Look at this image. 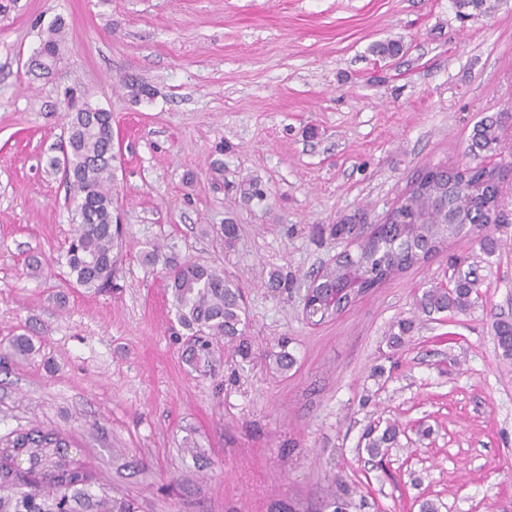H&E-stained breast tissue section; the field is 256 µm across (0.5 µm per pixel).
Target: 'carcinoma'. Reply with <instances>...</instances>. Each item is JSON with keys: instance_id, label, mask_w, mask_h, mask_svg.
<instances>
[{"instance_id": "obj_1", "label": "carcinoma", "mask_w": 512, "mask_h": 512, "mask_svg": "<svg viewBox=\"0 0 512 512\" xmlns=\"http://www.w3.org/2000/svg\"><path fill=\"white\" fill-rule=\"evenodd\" d=\"M64 42L62 25L49 32L40 53L60 55ZM68 141L62 166L73 188L75 229L59 263L68 281L93 293L112 285L122 254L121 225L114 223L117 203L114 164L108 154L112 138V113L88 103L68 107ZM504 123L499 116L476 122L465 150L470 164L462 175L446 176L437 168L426 173L431 185L419 189L412 210L398 224H383L358 243L356 254H345L321 276L319 287L334 288L350 267L369 268L375 277L364 282L369 291L391 275L429 260L428 254L445 242L465 236L479 227L497 223L493 216L503 206L502 186L491 182L492 171L484 160L502 154ZM363 216L349 215L333 225L335 233L358 236ZM172 305L178 322L194 336L190 361L194 366L212 362L214 343L233 341L242 335L247 321L244 294L224 271L193 261L164 264ZM480 279L472 272L460 275L448 288L431 286L416 297L424 314H465L479 300ZM398 331L388 337L391 348L403 346L412 321L397 322ZM494 335L504 355L512 356V319L497 317ZM7 356L24 357L33 350L31 338L20 335L8 341ZM400 429L387 423L383 429L368 428L363 435L371 457L385 455L397 444ZM69 443L53 430L33 426L0 440V512H136L133 500L115 497L95 473L69 457Z\"/></svg>"}]
</instances>
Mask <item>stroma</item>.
Segmentation results:
<instances>
[{"mask_svg":"<svg viewBox=\"0 0 512 512\" xmlns=\"http://www.w3.org/2000/svg\"><path fill=\"white\" fill-rule=\"evenodd\" d=\"M487 2L465 16L455 0H0V341L34 345L0 371V438L60 431L138 512H330L334 493L347 512H512V357L492 330L512 319V184L493 256L458 237L338 316L303 317L312 281L357 250L329 224L359 209L381 223L413 175L462 162L474 124L512 106V0ZM59 18L60 63L35 77ZM389 40L404 52L373 54ZM71 92L111 112L123 151L128 242L106 294L56 263L74 205L49 161ZM250 179L263 200L242 199ZM228 217L229 249L214 231ZM156 245L239 282L248 355L186 362ZM466 257L475 308L421 313L417 294ZM402 319L414 328L390 348ZM282 340L285 373L269 357ZM389 422L399 444L372 459L363 432Z\"/></svg>","mask_w":512,"mask_h":512,"instance_id":"obj_1","label":"stroma"}]
</instances>
